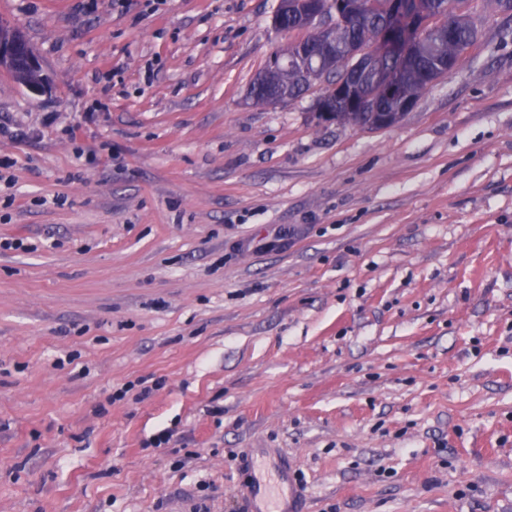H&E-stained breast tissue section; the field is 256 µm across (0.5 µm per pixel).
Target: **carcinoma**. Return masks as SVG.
I'll list each match as a JSON object with an SVG mask.
<instances>
[{
	"mask_svg": "<svg viewBox=\"0 0 512 512\" xmlns=\"http://www.w3.org/2000/svg\"><path fill=\"white\" fill-rule=\"evenodd\" d=\"M318 15L307 23L288 19V31L312 27L316 24L327 25V37L338 46L352 43L372 45L383 29L387 19L389 0H321ZM470 0H425L428 23L421 30L413 33V49L409 58L401 62L397 58H386L384 65L396 68L403 65L404 74L401 82L403 91L414 98L427 88L430 76L441 78L452 70L460 56L478 38L476 25L460 24L454 34L447 35L448 19L456 10L466 9ZM321 35L316 32L308 37L291 43L274 59L267 68L268 79L277 86L288 87V96L297 98L309 91L312 86L321 85V94L329 92L338 84L349 66L343 55L334 60L322 52ZM309 49V67L317 77L308 84H303L297 73L284 69L285 59L291 57L300 47ZM378 102L387 110H395L398 102L386 98L379 87L367 86L358 96L356 105L340 107L336 121L376 129L374 123L379 113L372 110V103Z\"/></svg>",
	"mask_w": 512,
	"mask_h": 512,
	"instance_id": "carcinoma-1",
	"label": "carcinoma"
}]
</instances>
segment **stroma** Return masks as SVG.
Returning a JSON list of instances; mask_svg holds the SVG:
<instances>
[{"mask_svg": "<svg viewBox=\"0 0 512 512\" xmlns=\"http://www.w3.org/2000/svg\"><path fill=\"white\" fill-rule=\"evenodd\" d=\"M279 4L0 0V512H512V12L370 130ZM0 67L12 70L24 86L36 95L48 89L42 67L30 54L21 32L0 27Z\"/></svg>", "mask_w": 512, "mask_h": 512, "instance_id": "stroma-1", "label": "stroma"}]
</instances>
